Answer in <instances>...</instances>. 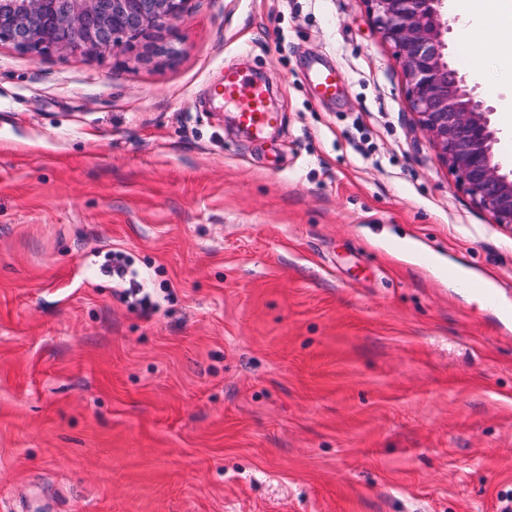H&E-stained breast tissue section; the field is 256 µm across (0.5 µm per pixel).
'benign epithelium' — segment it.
Wrapping results in <instances>:
<instances>
[{
    "mask_svg": "<svg viewBox=\"0 0 512 512\" xmlns=\"http://www.w3.org/2000/svg\"><path fill=\"white\" fill-rule=\"evenodd\" d=\"M191 0H0V42L33 57L127 50L167 29ZM443 0H370L397 52L419 127L494 223L512 227V169L504 170L493 106L445 56Z\"/></svg>",
    "mask_w": 512,
    "mask_h": 512,
    "instance_id": "obj_1",
    "label": "benign epithelium"
}]
</instances>
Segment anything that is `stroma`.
Returning <instances> with one entry per match:
<instances>
[{
	"mask_svg": "<svg viewBox=\"0 0 512 512\" xmlns=\"http://www.w3.org/2000/svg\"><path fill=\"white\" fill-rule=\"evenodd\" d=\"M445 40L512 166V79ZM228 70L273 130L216 103ZM461 271L512 307V229L421 132L368 0H192L101 56L0 44V504L502 512L512 317ZM222 100L237 102L238 119L248 131L260 134L278 122V116L266 106L267 89L237 71H226L224 81L214 88Z\"/></svg>",
	"mask_w": 512,
	"mask_h": 512,
	"instance_id": "35a3bbf8",
	"label": "stroma"
}]
</instances>
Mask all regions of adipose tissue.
<instances>
[{"label":"adipose tissue","instance_id":"1","mask_svg":"<svg viewBox=\"0 0 512 512\" xmlns=\"http://www.w3.org/2000/svg\"><path fill=\"white\" fill-rule=\"evenodd\" d=\"M451 18L477 78L512 75V0H451Z\"/></svg>","mask_w":512,"mask_h":512}]
</instances>
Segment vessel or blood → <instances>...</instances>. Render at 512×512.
I'll return each mask as SVG.
<instances>
[{"label": "vessel or blood", "instance_id": "b4317fda", "mask_svg": "<svg viewBox=\"0 0 512 512\" xmlns=\"http://www.w3.org/2000/svg\"><path fill=\"white\" fill-rule=\"evenodd\" d=\"M214 94L221 99L238 103V119L246 130L260 134L278 121L277 114L266 106L265 86L239 72H225L224 80L215 87Z\"/></svg>", "mask_w": 512, "mask_h": 512}]
</instances>
